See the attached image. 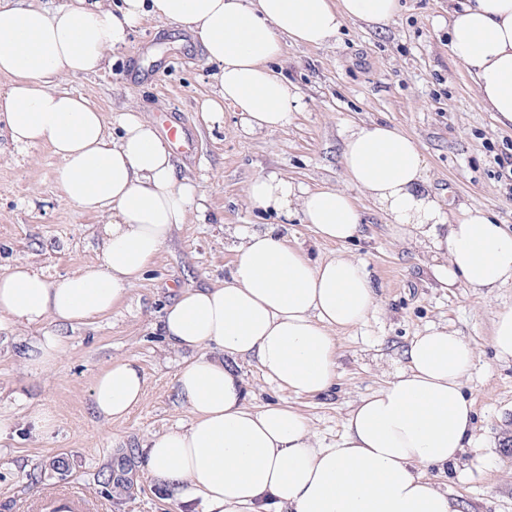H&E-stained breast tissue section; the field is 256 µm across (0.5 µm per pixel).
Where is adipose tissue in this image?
<instances>
[{"mask_svg":"<svg viewBox=\"0 0 512 512\" xmlns=\"http://www.w3.org/2000/svg\"><path fill=\"white\" fill-rule=\"evenodd\" d=\"M398 9V0H65L53 10L0 0V74L11 79L0 92V135L20 151L50 146L63 161L62 200L103 219L97 261L63 281L21 261L0 274V330L43 329L26 364L55 368L67 329L111 313L174 229L205 209L197 182L178 175L171 144L150 119L133 108L105 117L66 80L109 68L135 26L165 19L218 67L201 112L213 123L234 112L236 133L254 137L287 127L305 107L299 88L273 68L286 43L322 47L347 22L384 28ZM436 23L482 107L512 125V0H460ZM341 136L347 187L270 173L249 183V205L284 223L300 218L317 239L343 246L362 234V196L389 217L395 241L428 252L437 287L459 284L489 298L512 286V232L486 210H446L411 137L378 122L348 125ZM235 237L224 282L182 289L164 309L169 347L189 354L176 388L193 419L149 442L145 469L190 512H462L427 471L456 467L475 442L463 391L474 347L447 328H425L405 367L357 400L340 442L324 446L293 407L254 406L238 363L255 361L298 397L328 392L336 331L362 325L379 306L366 263L343 250L312 260L272 225ZM145 386L135 360L114 359L94 381V409L106 420L125 417Z\"/></svg>","mask_w":512,"mask_h":512,"instance_id":"ef3b65f1","label":"adipose tissue"}]
</instances>
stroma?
<instances>
[{
    "label": "stroma",
    "mask_w": 512,
    "mask_h": 512,
    "mask_svg": "<svg viewBox=\"0 0 512 512\" xmlns=\"http://www.w3.org/2000/svg\"><path fill=\"white\" fill-rule=\"evenodd\" d=\"M448 5L401 0L385 30L350 22L328 45L287 44L276 68L299 87L306 108L288 128L250 139L234 133L233 113L219 126L204 120L199 105L212 90L215 67L191 36L164 21L149 18L136 27L129 44L113 51L111 70L69 79L67 89L104 113L132 106L155 124L179 123L193 150L175 161L200 184L207 211L201 219L189 214L145 279L110 314L72 331L53 370L27 367L22 337L0 332V415L12 421L0 436V512H19L24 499L76 484L99 512H179L142 463L153 436L192 420L174 390L183 357L170 350L157 323L181 289L223 282L234 260L235 230L269 224L245 198L256 176L275 172L310 186H345V123L397 126L421 148L435 193L455 208L491 210L512 229V190L494 163L496 154L512 150V129L500 128L480 107L475 87L449 54L447 33L435 25ZM61 166L43 146L0 154V273L18 258L59 282L96 261L100 219L62 201ZM362 207L363 234L346 249L365 260L378 309L362 326L337 332L336 383L323 396L288 394L258 365L239 361L253 403L294 407L320 442L336 444L350 407L404 367L413 337L432 325L448 327L476 350L464 392L474 401L480 447L466 449L457 470L435 482L465 503L466 512H512V361L500 360L492 346L495 314L512 305V288L487 299L467 288L436 287L425 251L396 244L386 215L371 202ZM117 357L132 358L143 370L145 395L129 415L106 422L93 410L91 391ZM46 411L56 420L48 434L36 421ZM57 456L71 461L66 476L45 469ZM107 470L122 481L109 495L98 482Z\"/></svg>",
    "instance_id": "obj_1"
}]
</instances>
